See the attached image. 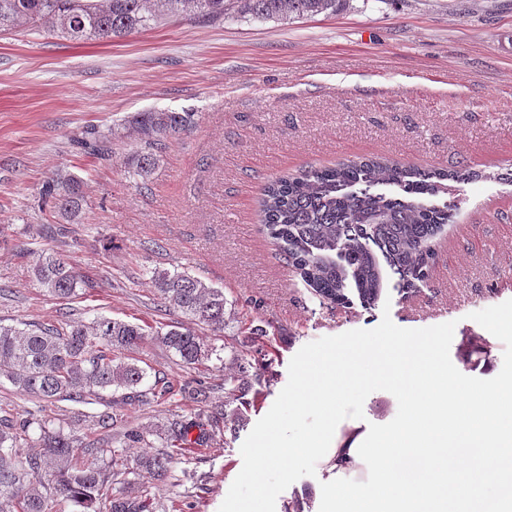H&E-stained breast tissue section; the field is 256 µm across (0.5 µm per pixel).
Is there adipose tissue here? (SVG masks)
<instances>
[{"label": "adipose tissue", "mask_w": 512, "mask_h": 512, "mask_svg": "<svg viewBox=\"0 0 512 512\" xmlns=\"http://www.w3.org/2000/svg\"><path fill=\"white\" fill-rule=\"evenodd\" d=\"M430 351L401 344L391 365L408 399L402 424L301 449L327 475L330 512H483L489 480L512 485V380L462 399Z\"/></svg>", "instance_id": "1"}]
</instances>
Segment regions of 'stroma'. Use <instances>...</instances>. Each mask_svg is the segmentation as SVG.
<instances>
[{
  "instance_id": "stroma-1",
  "label": "stroma",
  "mask_w": 512,
  "mask_h": 512,
  "mask_svg": "<svg viewBox=\"0 0 512 512\" xmlns=\"http://www.w3.org/2000/svg\"><path fill=\"white\" fill-rule=\"evenodd\" d=\"M188 110L192 128L168 140L146 180L124 162L142 143L127 117ZM112 135V155L80 147L88 130ZM423 169L467 167L454 185V221L437 240L428 280L382 302L320 304L259 222L269 178L363 158ZM84 181L77 223L41 198L57 172ZM72 262L75 297L47 294L34 275L42 250ZM188 269L228 300L223 335L197 333L222 361L183 366L150 338L131 356L161 383L201 378L224 397V375L254 348L253 321L277 334L268 385L235 434L185 454L158 489L176 512H219L242 468L240 447L288 380L305 344L383 317L402 328L455 322L450 358L471 377L484 361L512 377V0H347L336 13L254 22L186 15L86 43L20 25L0 34V322L58 325L102 315L169 329L156 269ZM484 339L488 354L468 340Z\"/></svg>"
}]
</instances>
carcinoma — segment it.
<instances>
[{
    "mask_svg": "<svg viewBox=\"0 0 512 512\" xmlns=\"http://www.w3.org/2000/svg\"><path fill=\"white\" fill-rule=\"evenodd\" d=\"M342 5L343 0H0V31L24 23L76 42L104 41L187 14L215 20L234 8L241 18L267 21L334 13ZM193 123L191 112L136 113L129 125L144 148L128 156L125 166L147 178L165 141ZM85 145L97 155L112 156L109 134H93ZM480 177L471 169L427 171L384 158L301 170L264 185L259 218L272 244L315 296L347 304L352 284L362 302L372 305L385 288L409 294L428 277L434 240L444 225L453 223L448 203L435 198L448 193L447 180L465 183ZM391 185L401 194L383 191ZM82 187L79 177L60 172L47 181L43 193L62 216L74 219L82 211ZM35 275L59 298H70L82 287L72 264L54 251L41 255ZM152 279L160 306L224 332L223 289L184 269H156ZM153 335L187 366L213 354L189 327L154 332L103 316L59 326L21 328L0 322V378L52 406L73 402L104 407L83 414L94 427L92 437L66 428L61 407L55 416L37 410L20 420L0 417V491L7 494L8 512H52L59 498L78 512H144L143 501L128 494L135 479L147 473L164 484L170 465L185 449L212 448L226 432L236 431L248 407L246 389L263 383L260 360L241 362L224 375L222 402L213 399V388L204 380L183 385L179 392L196 409L190 416L169 414L158 432L166 451L131 461L124 456L123 449L145 443L146 436L135 429L112 436L120 405L163 399L172 390L148 384L149 373L137 360L122 361L112 353L132 350ZM247 335L258 343L261 356L271 354L267 326L252 325Z\"/></svg>",
    "mask_w": 512,
    "mask_h": 512,
    "instance_id": "obj_1",
    "label": "carcinoma"
}]
</instances>
